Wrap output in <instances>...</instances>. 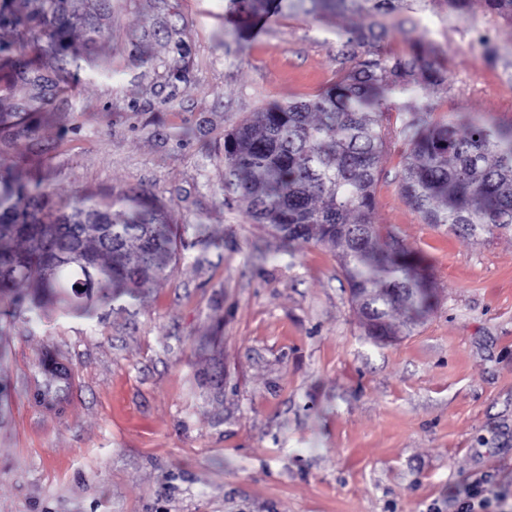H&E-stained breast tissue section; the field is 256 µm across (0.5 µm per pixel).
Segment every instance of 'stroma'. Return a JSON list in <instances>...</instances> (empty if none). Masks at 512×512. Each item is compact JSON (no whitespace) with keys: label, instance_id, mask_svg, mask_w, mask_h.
<instances>
[{"label":"stroma","instance_id":"35a3bbf8","mask_svg":"<svg viewBox=\"0 0 512 512\" xmlns=\"http://www.w3.org/2000/svg\"><path fill=\"white\" fill-rule=\"evenodd\" d=\"M230 0H112L46 112L0 133V174L53 200L147 189L181 237L172 278L98 317H32L0 300V512H460L480 482L512 512V228L464 236L423 223L398 190L392 137L370 215L419 255L432 310L378 343L340 261L224 202V134L271 101L307 100L342 67L346 31L420 42L444 63L423 93L457 130L512 125V24L473 0H282L237 22ZM176 25L146 33L157 20ZM110 67H90L93 59ZM181 58L180 73L169 71ZM72 374L59 408L36 367ZM63 364L53 352H46L41 358L35 374L36 398L41 403L54 405L60 403L71 386V376L67 372L59 374V365Z\"/></svg>","mask_w":512,"mask_h":512}]
</instances>
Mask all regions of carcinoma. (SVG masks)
<instances>
[{"label":"carcinoma","mask_w":512,"mask_h":512,"mask_svg":"<svg viewBox=\"0 0 512 512\" xmlns=\"http://www.w3.org/2000/svg\"><path fill=\"white\" fill-rule=\"evenodd\" d=\"M16 19L20 56L14 83L24 107L47 105L54 79L38 63L63 51L62 34L75 24L74 0H27ZM485 12L512 23V0H481ZM371 27L344 47L372 45ZM331 90L306 101L261 107L224 134V195L282 237L337 251L349 286L362 288V309L398 333L391 313L413 321L434 305L430 278L416 253L396 237L379 243L370 223L379 164L390 131L383 113H402L396 134L407 145L399 190L427 224L474 236L512 227V128L470 123L460 136L453 123L432 117L420 94L440 81V69L417 42L402 55L369 51L355 58ZM404 98L399 104L396 99ZM23 114L0 101V128ZM176 260L175 233L165 207L146 194L93 199L77 195L64 209L39 183L0 180V292L25 284L32 307L62 302L65 313L90 315L122 296L137 297L150 282L167 280ZM47 352L35 374L36 398L60 403L71 386Z\"/></svg>","instance_id":"obj_1"}]
</instances>
